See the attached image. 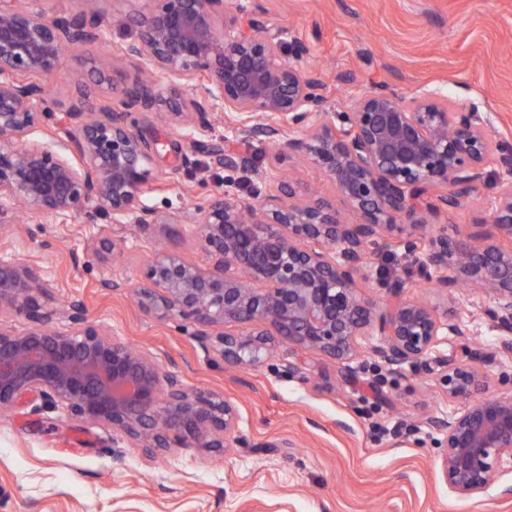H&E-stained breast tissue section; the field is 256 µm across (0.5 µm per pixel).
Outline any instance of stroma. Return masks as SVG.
<instances>
[{"label":"stroma","mask_w":512,"mask_h":512,"mask_svg":"<svg viewBox=\"0 0 512 512\" xmlns=\"http://www.w3.org/2000/svg\"><path fill=\"white\" fill-rule=\"evenodd\" d=\"M254 15L288 28L302 42L304 68L319 71L327 108L351 111L357 99L379 88L413 97L432 90L451 107L473 106L492 118L495 140L512 145V0H243ZM117 87L145 80L147 66L112 57L97 65L81 50H67L49 80L57 108L78 93L95 102L104 92L96 70ZM165 112L148 116V131L165 140L156 161L159 187L147 197L162 223L142 228L78 220L26 219L27 205L10 204L17 223L0 227V256L25 262L52 303L64 311L81 304L89 322L131 347L149 352L191 387L220 394L240 413L245 444L221 455L202 448H172L150 457L112 434L111 427L82 422L63 405L31 397L0 414V512H512L500 491L512 484L501 473L483 494L461 499L440 470L443 434L436 421L460 412L437 369L389 372L367 338L344 377L340 364L279 341L256 369L226 366L189 318L164 320L138 310L133 289L146 262L160 249L178 254L202 272L213 260L183 215L223 191L224 170L199 148L171 142ZM253 172L238 173L236 192L250 200L256 172L292 178L297 197L330 201L342 220L358 218L317 166L264 138L242 146ZM492 182L448 211V236L492 233L484 208ZM121 250L111 262L101 239ZM366 296L385 302L379 277L414 275L403 251L377 245L368 257ZM425 299L441 317L469 321L467 338L444 337L441 354L469 346L494 355L485 366L483 393L512 390V358L496 356L501 338L483 314L488 296L477 288L449 292L423 284L405 291ZM296 363L300 372H289Z\"/></svg>","instance_id":"35a3bbf8"}]
</instances>
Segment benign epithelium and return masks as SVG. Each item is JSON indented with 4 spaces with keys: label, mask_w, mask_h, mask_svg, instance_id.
<instances>
[{
    "label": "benign epithelium",
    "mask_w": 512,
    "mask_h": 512,
    "mask_svg": "<svg viewBox=\"0 0 512 512\" xmlns=\"http://www.w3.org/2000/svg\"><path fill=\"white\" fill-rule=\"evenodd\" d=\"M156 2L121 22L134 34L116 50L147 60L166 80L167 94L140 82L92 108L74 101L61 125L75 164L37 137L53 111L47 77L61 70L66 49L96 57L112 39L109 24L91 0L52 19L26 0H0L1 224L16 199L38 220L94 224L108 215L114 224H157L146 197L161 141L144 135L135 115L163 109L183 139L186 131L207 130L211 114L234 112L227 136L264 137L301 152L334 183L359 223H342L325 200L295 201L282 180L253 205L228 178L224 192L193 216L215 258L213 270L203 273L172 252L154 255L147 282L137 288L143 314L191 318L203 336L228 321L255 325L247 334L215 335V349L230 366L263 365L273 336L342 363L360 340L377 336L376 353L388 366L426 368L443 336H467L470 328L402 297L400 280L386 285L393 301L385 306L362 293L367 249L387 240L414 256L418 280L431 287L465 282L487 292L483 314L499 335H512V147L493 141L486 113L451 110L440 94L407 99L388 89L365 94L352 112H329L318 73L286 61L289 52L297 59L306 52L288 40V28L249 16L236 0ZM184 86L201 94L190 98ZM223 163L232 173L251 167L239 152L224 153ZM491 164L501 170L486 219L496 236L448 239L445 225L426 216L461 205L486 181ZM42 296L30 268L0 258L1 411L38 396L67 405L85 423L112 427L150 455L242 447L238 410L223 395L187 386L151 355L87 322L79 304L70 305V331L49 328L61 310ZM15 313L27 320L22 330L9 322ZM437 363L448 398L467 400L440 422L442 475L452 493L475 497L493 474L512 471V392L476 398L477 366L453 355Z\"/></svg>",
    "instance_id": "benign-epithelium-1"
}]
</instances>
